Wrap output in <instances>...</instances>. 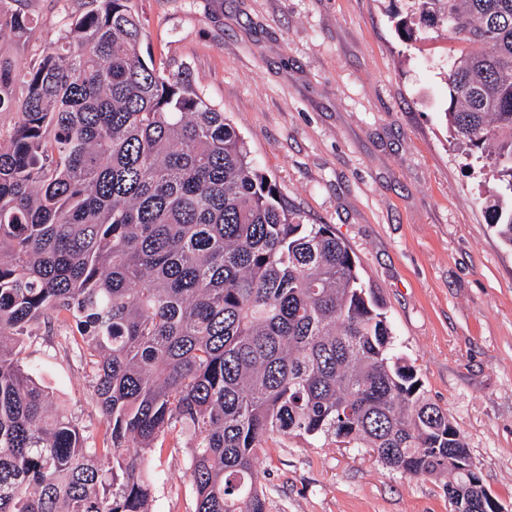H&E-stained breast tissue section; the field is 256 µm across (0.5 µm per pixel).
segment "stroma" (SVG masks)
I'll use <instances>...</instances> for the list:
<instances>
[{
  "mask_svg": "<svg viewBox=\"0 0 512 512\" xmlns=\"http://www.w3.org/2000/svg\"><path fill=\"white\" fill-rule=\"evenodd\" d=\"M88 0H26L15 59L37 58ZM140 52L189 77L237 128L306 223L327 224L383 301L396 353L459 428L484 485L512 512V248L487 224L494 181L448 131L446 28L396 27L410 0H131ZM59 406L94 440L106 421L57 339L27 341ZM266 512H452L442 480L335 438L273 435ZM185 452L152 455L154 512H194Z\"/></svg>",
  "mask_w": 512,
  "mask_h": 512,
  "instance_id": "stroma-1",
  "label": "stroma"
}]
</instances>
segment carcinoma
I'll return each mask as SVG.
<instances>
[{
    "label": "carcinoma",
    "mask_w": 512,
    "mask_h": 512,
    "mask_svg": "<svg viewBox=\"0 0 512 512\" xmlns=\"http://www.w3.org/2000/svg\"><path fill=\"white\" fill-rule=\"evenodd\" d=\"M0 0V40L32 19ZM22 64L0 49V512H153L148 454L186 439L194 512H266L272 433L333 436L394 470L467 482L469 453L421 399L386 313L328 224H306L235 126L139 53L130 0H91ZM464 48L445 116L498 192L512 247V0H414ZM60 336L90 368L100 445L36 379Z\"/></svg>",
    "instance_id": "1"
}]
</instances>
